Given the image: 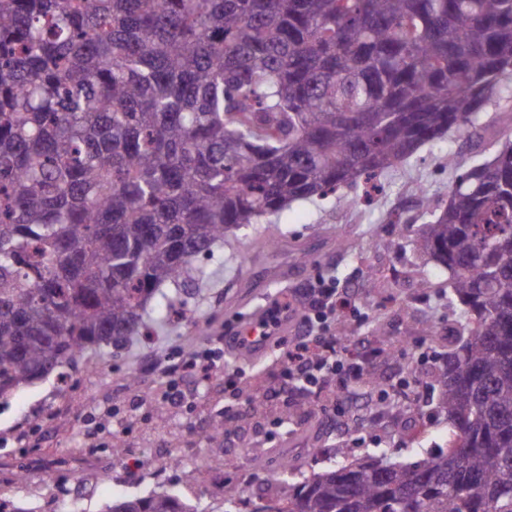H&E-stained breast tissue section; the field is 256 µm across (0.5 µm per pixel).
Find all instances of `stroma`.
<instances>
[{"mask_svg": "<svg viewBox=\"0 0 512 512\" xmlns=\"http://www.w3.org/2000/svg\"><path fill=\"white\" fill-rule=\"evenodd\" d=\"M451 152L469 165L493 159L495 148L490 139L467 140L453 133L398 164L382 177L383 191L359 206L335 196L301 201L262 223L241 228L212 253L196 258V266L209 277L185 291L187 305L207 335H199L173 311L164 324L153 325L147 339L123 350L88 352L70 367L67 383L49 378L17 392L8 406L0 408V495L35 506L48 486L58 496L62 512L73 504L79 512H100L110 500L155 490L179 495L196 512H224L228 483L242 487L249 500L273 499L274 477L256 464L266 454L255 445L256 430L212 445L198 438L201 429L222 422L225 412L247 409L246 395L224 385L225 370L235 368L245 384L257 385L259 395L268 400L262 428H272L284 415L307 427V450L295 457V480L370 456L385 454L414 462L444 447L448 423L438 407L434 377L460 309L448 302L447 270L413 245L422 224L413 188L425 187L434 205L445 206L456 174L442 159ZM391 212L401 213L403 223H388ZM267 228L282 246L255 253V240ZM302 251L309 253L308 262L297 260ZM372 266L380 277L370 288L366 280ZM322 274L333 277L339 291L355 301V309L342 310L339 319L375 352L368 366L369 381L353 390V416L332 428L323 424V411L335 400L332 386L306 398L290 393L275 398L271 392L281 382L280 351L273 349L257 361L243 363L224 353L225 337L234 335L258 309L274 300L297 299L300 288ZM422 275L428 287H420ZM188 348L218 353L216 367L206 379L190 377L183 405L172 409L167 427H159L154 406L166 392L165 382L140 374L139 369L146 361ZM134 372L139 378L133 386L129 376ZM403 377L414 378V385L407 390L395 387L388 403H378L372 379L395 386ZM400 402L421 407L422 417L399 413ZM117 436L128 446L121 457L111 450ZM82 456L99 462L104 484L75 486L73 467ZM173 456L186 465L207 457L212 465L204 471H170L162 482L150 480V469L164 466ZM20 467L27 474L26 484L8 483L9 474Z\"/></svg>", "mask_w": 512, "mask_h": 512, "instance_id": "stroma-1", "label": "stroma"}]
</instances>
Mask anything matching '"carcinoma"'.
Wrapping results in <instances>:
<instances>
[{
    "mask_svg": "<svg viewBox=\"0 0 512 512\" xmlns=\"http://www.w3.org/2000/svg\"><path fill=\"white\" fill-rule=\"evenodd\" d=\"M512 100V0H0V405L142 335L196 255L377 178ZM419 252L465 314L436 377L446 447L290 482L276 512H512V141ZM264 400L200 434L221 442ZM104 512H194L166 490Z\"/></svg>",
    "mask_w": 512,
    "mask_h": 512,
    "instance_id": "carcinoma-1",
    "label": "carcinoma"
}]
</instances>
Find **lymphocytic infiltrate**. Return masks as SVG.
<instances>
[{
	"label": "lymphocytic infiltrate",
	"mask_w": 512,
	"mask_h": 512,
	"mask_svg": "<svg viewBox=\"0 0 512 512\" xmlns=\"http://www.w3.org/2000/svg\"><path fill=\"white\" fill-rule=\"evenodd\" d=\"M305 309L295 335L278 336L275 347L284 351L281 379L284 385L301 393L325 383H333L340 406L350 402L354 384L367 373L370 352L359 344L343 343L335 331L338 312L349 302L338 292L333 278H317L301 292ZM213 354L209 351L178 354L162 364V374L169 386L167 402L178 406L183 400L180 384L196 370L209 368Z\"/></svg>",
	"instance_id": "lymphocytic-infiltrate-1"
}]
</instances>
